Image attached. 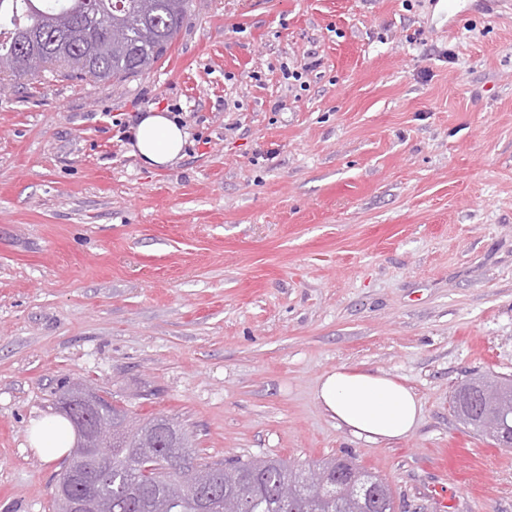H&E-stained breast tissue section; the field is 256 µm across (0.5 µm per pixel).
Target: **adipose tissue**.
Masks as SVG:
<instances>
[{"label": "adipose tissue", "instance_id": "obj_1", "mask_svg": "<svg viewBox=\"0 0 512 512\" xmlns=\"http://www.w3.org/2000/svg\"><path fill=\"white\" fill-rule=\"evenodd\" d=\"M188 134L168 113L152 110L142 114L131 129L130 152L151 168H164L180 159ZM316 400L339 428L368 442L405 438L423 416L420 399L393 377L343 366L324 373ZM72 431L63 420L33 423L29 445L47 462L70 449Z\"/></svg>", "mask_w": 512, "mask_h": 512}]
</instances>
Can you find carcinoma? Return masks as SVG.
<instances>
[{
  "instance_id": "obj_1",
  "label": "carcinoma",
  "mask_w": 512,
  "mask_h": 512,
  "mask_svg": "<svg viewBox=\"0 0 512 512\" xmlns=\"http://www.w3.org/2000/svg\"><path fill=\"white\" fill-rule=\"evenodd\" d=\"M97 9L85 0H0V72L43 78L70 68V59L83 56L87 66L74 76L99 83H121L148 71L177 37L190 0H98ZM110 24L123 31L119 42L98 39V30ZM178 454L187 469L168 467L167 456ZM284 460L268 458L207 461L189 448L186 433L171 419L153 418L134 430L126 428L112 439V460L101 474L98 493L112 501V512H198L197 493L187 471H208L216 478L208 498L209 512H230L228 499L245 493L251 512H359L382 508L383 491L377 475L352 458L332 457L323 465L353 477L325 489H306L293 503L278 496L288 482L303 483V474L283 466Z\"/></svg>"
}]
</instances>
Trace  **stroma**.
Listing matches in <instances>:
<instances>
[{"instance_id":"35a3bbf8","label":"stroma","mask_w":512,"mask_h":512,"mask_svg":"<svg viewBox=\"0 0 512 512\" xmlns=\"http://www.w3.org/2000/svg\"><path fill=\"white\" fill-rule=\"evenodd\" d=\"M192 0L155 67L0 88V512H55L68 458L28 444L67 386L200 456H350L399 512H512V449L451 410L512 376V5ZM302 82L285 67L310 57ZM187 130L149 169L121 128ZM424 414L369 443L315 393L339 366Z\"/></svg>"}]
</instances>
